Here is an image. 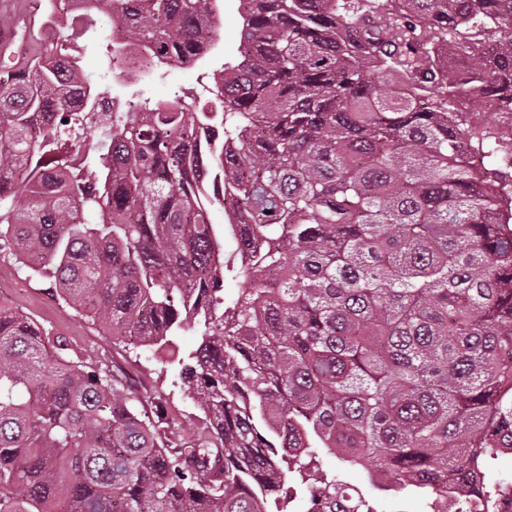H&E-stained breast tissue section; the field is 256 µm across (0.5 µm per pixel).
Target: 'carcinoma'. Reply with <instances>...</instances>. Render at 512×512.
I'll return each mask as SVG.
<instances>
[{"instance_id":"1","label":"carcinoma","mask_w":512,"mask_h":512,"mask_svg":"<svg viewBox=\"0 0 512 512\" xmlns=\"http://www.w3.org/2000/svg\"><path fill=\"white\" fill-rule=\"evenodd\" d=\"M222 0H88L129 28L134 84L218 44ZM234 60L185 95L102 111L63 43L0 82V249L112 336L167 361L203 432L0 306V512H286L287 483L362 512L320 468L369 459L436 506L488 502L512 448V0H238ZM497 105L475 122L458 99ZM219 206L248 247L224 298ZM151 403L150 412L137 405Z\"/></svg>"}]
</instances>
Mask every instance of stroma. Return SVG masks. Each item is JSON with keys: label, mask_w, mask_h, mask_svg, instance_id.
I'll list each match as a JSON object with an SVG mask.
<instances>
[{"label": "stroma", "mask_w": 512, "mask_h": 512, "mask_svg": "<svg viewBox=\"0 0 512 512\" xmlns=\"http://www.w3.org/2000/svg\"><path fill=\"white\" fill-rule=\"evenodd\" d=\"M238 0H222L218 47L193 65L158 71L143 85L145 96L152 100H171L174 95L197 88L203 72L220 68L224 59L233 58L237 50ZM113 21L105 14L93 15L85 22L82 37V66L94 86L120 101L131 100L133 86L103 76L104 46L108 43ZM0 305L17 310L52 332L66 336L83 354L85 362L107 367L111 372H126L131 388L161 393L167 400L171 429L176 436L189 438L200 425L199 413L189 395L174 380L171 368L165 367L150 351L113 344L92 322L79 318L71 309L52 298L47 284L29 275L9 251L0 252ZM373 463L349 469L345 480L374 503L377 512H429L424 498L404 499L402 494L376 490L369 474Z\"/></svg>", "instance_id": "stroma-1"}]
</instances>
